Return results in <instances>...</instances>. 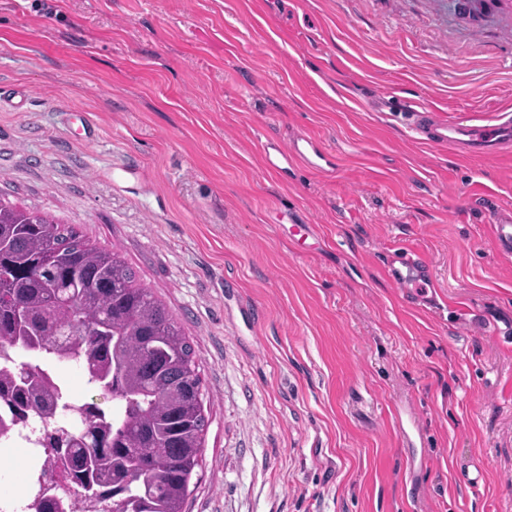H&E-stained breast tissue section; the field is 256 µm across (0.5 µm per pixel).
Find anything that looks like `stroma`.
Returning <instances> with one entry per match:
<instances>
[{"mask_svg":"<svg viewBox=\"0 0 512 512\" xmlns=\"http://www.w3.org/2000/svg\"><path fill=\"white\" fill-rule=\"evenodd\" d=\"M511 24L512 0H0V196L120 250L184 328L188 512H512V153L420 144L401 109L512 111ZM297 132L335 173L264 169ZM401 245L438 282L415 306L379 271ZM491 233L497 250L505 255L512 256V211L502 210L495 214Z\"/></svg>","mask_w":512,"mask_h":512,"instance_id":"1","label":"stroma"}]
</instances>
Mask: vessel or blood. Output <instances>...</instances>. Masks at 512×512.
Masks as SVG:
<instances>
[{"label": "vessel or blood", "mask_w": 512, "mask_h": 512, "mask_svg": "<svg viewBox=\"0 0 512 512\" xmlns=\"http://www.w3.org/2000/svg\"><path fill=\"white\" fill-rule=\"evenodd\" d=\"M413 128L422 143L468 155L495 156L512 148V114L502 113L495 123L473 124L444 121L430 109L412 114ZM265 168L280 179L297 165L304 164L319 173L336 167V158L314 137L296 135L287 139L266 138L262 145ZM491 233L497 250L512 256V211L495 214ZM386 279L414 298L418 290L433 287L431 267L427 259L412 247L404 246L390 259L384 270Z\"/></svg>", "instance_id": "b4317fda"}]
</instances>
